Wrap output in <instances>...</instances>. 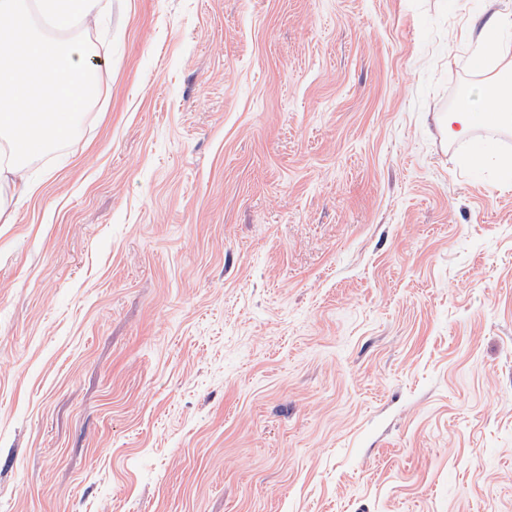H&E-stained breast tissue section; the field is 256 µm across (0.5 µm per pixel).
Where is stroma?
I'll list each match as a JSON object with an SVG mask.
<instances>
[{
  "instance_id": "stroma-1",
  "label": "stroma",
  "mask_w": 512,
  "mask_h": 512,
  "mask_svg": "<svg viewBox=\"0 0 512 512\" xmlns=\"http://www.w3.org/2000/svg\"><path fill=\"white\" fill-rule=\"evenodd\" d=\"M512 0H112L0 224V512H512ZM505 26L512 27V18L493 13L483 22L474 24L470 28L469 39L475 41L473 56L475 67L483 69L488 62L497 57L501 50L499 34ZM491 95V107L484 114H491L495 121L512 126V73L498 78ZM476 119L477 113L468 105L461 104L445 114L443 124L448 137L461 140L470 135ZM467 163L476 169L491 170L496 173L499 183L504 187L512 184V157L501 156L494 152L476 150L467 157Z\"/></svg>"
}]
</instances>
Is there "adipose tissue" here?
<instances>
[{
  "label": "adipose tissue",
  "instance_id": "obj_1",
  "mask_svg": "<svg viewBox=\"0 0 512 512\" xmlns=\"http://www.w3.org/2000/svg\"><path fill=\"white\" fill-rule=\"evenodd\" d=\"M101 0H0V223L13 221L14 205L30 189L26 167L35 156L69 141L80 116L100 93L95 54L71 36L90 24ZM512 18L491 14L474 24V65L485 68L501 50L499 34Z\"/></svg>",
  "mask_w": 512,
  "mask_h": 512
}]
</instances>
